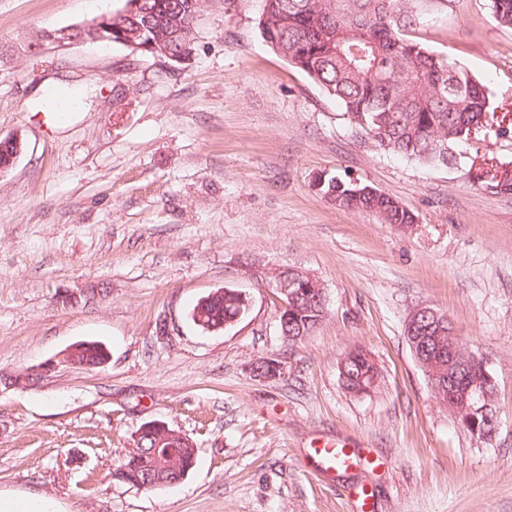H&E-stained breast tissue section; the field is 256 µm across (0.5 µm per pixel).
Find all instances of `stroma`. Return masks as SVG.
I'll use <instances>...</instances> for the list:
<instances>
[{
    "instance_id": "obj_1",
    "label": "stroma",
    "mask_w": 512,
    "mask_h": 512,
    "mask_svg": "<svg viewBox=\"0 0 512 512\" xmlns=\"http://www.w3.org/2000/svg\"><path fill=\"white\" fill-rule=\"evenodd\" d=\"M125 0H0V136L25 150L0 175V374L59 366L33 386L0 383V498L56 512H512V28L487 0H417L411 38L488 89L496 120L459 166L431 167L356 135L335 99L272 52L263 0H205L195 54L172 70L120 46L35 50L43 31L123 10ZM51 88L83 91L51 128ZM349 175L388 193L411 229L337 209L312 185ZM250 268L297 269L326 295L297 343L280 300ZM228 288L247 315L220 333L190 314ZM446 313L496 381L499 426L471 437L436 401L409 348L411 311ZM167 335L156 333L157 322ZM80 341L107 363L61 364ZM359 347L373 393L339 376ZM278 357L284 376L249 366ZM197 446L176 487L112 473L144 422ZM335 443L362 459L327 474L304 461Z\"/></svg>"
}]
</instances>
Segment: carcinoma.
Returning a JSON list of instances; mask_svg holds the SVG:
<instances>
[{
	"instance_id": "1",
	"label": "carcinoma",
	"mask_w": 512,
	"mask_h": 512,
	"mask_svg": "<svg viewBox=\"0 0 512 512\" xmlns=\"http://www.w3.org/2000/svg\"><path fill=\"white\" fill-rule=\"evenodd\" d=\"M189 0H145L160 16H181L185 35L201 10ZM498 25L512 27V0H489ZM260 22L268 47L303 71L324 93L339 102L355 128L376 146L434 167L458 164L459 147L483 126L486 87L448 58L408 37L418 22L413 0H264ZM368 185L340 176L323 177L319 192L337 208L369 210L384 223L407 228L414 215L389 194L367 191ZM314 296L294 299L289 322L304 336L321 324ZM248 300L220 288L200 298L192 320L205 331H222L226 322L248 312ZM79 357L92 368L108 355L96 342L83 343ZM350 392L378 372L361 349L347 352L339 366ZM137 452L127 451L114 471L117 480L147 491L174 486L191 471L197 453L186 448H154L155 438L143 434Z\"/></svg>"
}]
</instances>
